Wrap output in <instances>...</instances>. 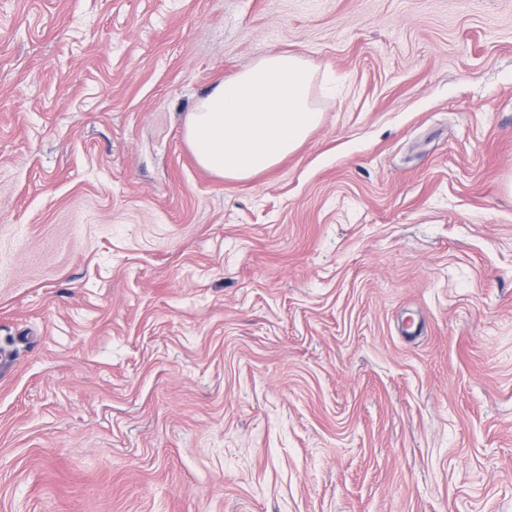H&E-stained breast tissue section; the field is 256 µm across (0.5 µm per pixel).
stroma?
Instances as JSON below:
<instances>
[{"mask_svg":"<svg viewBox=\"0 0 512 512\" xmlns=\"http://www.w3.org/2000/svg\"><path fill=\"white\" fill-rule=\"evenodd\" d=\"M0 512H512V0H0ZM312 69L297 55L267 53L224 80L190 113L185 138L199 164L224 179L270 170L320 123Z\"/></svg>","mask_w":512,"mask_h":512,"instance_id":"1","label":"stroma"}]
</instances>
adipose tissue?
<instances>
[{
  "label": "adipose tissue",
  "instance_id": "ef3b65f1",
  "mask_svg": "<svg viewBox=\"0 0 512 512\" xmlns=\"http://www.w3.org/2000/svg\"><path fill=\"white\" fill-rule=\"evenodd\" d=\"M312 69L286 52L260 56L200 99L185 138L199 164L232 180L270 170L320 123Z\"/></svg>",
  "mask_w": 512,
  "mask_h": 512
}]
</instances>
